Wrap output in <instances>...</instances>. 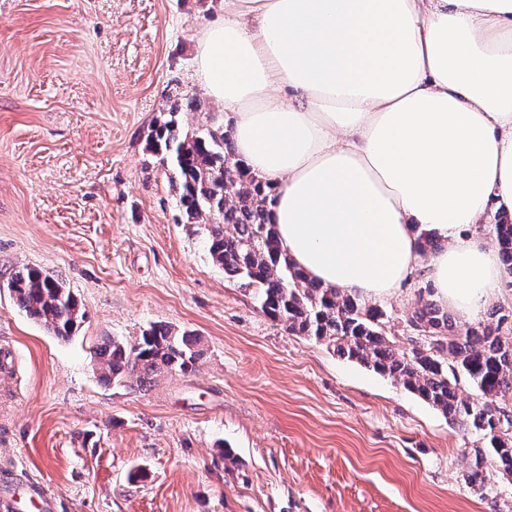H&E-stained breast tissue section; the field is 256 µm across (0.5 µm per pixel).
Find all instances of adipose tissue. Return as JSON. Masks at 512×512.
<instances>
[{
  "label": "adipose tissue",
  "mask_w": 512,
  "mask_h": 512,
  "mask_svg": "<svg viewBox=\"0 0 512 512\" xmlns=\"http://www.w3.org/2000/svg\"><path fill=\"white\" fill-rule=\"evenodd\" d=\"M195 74L312 279L378 300L423 267L469 318L497 295L471 228L512 215V0H224Z\"/></svg>",
  "instance_id": "adipose-tissue-1"
}]
</instances>
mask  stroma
I'll use <instances>...</instances> for the list:
<instances>
[{"instance_id": "1", "label": "stroma", "mask_w": 512, "mask_h": 512, "mask_svg": "<svg viewBox=\"0 0 512 512\" xmlns=\"http://www.w3.org/2000/svg\"><path fill=\"white\" fill-rule=\"evenodd\" d=\"M224 0H0V472L56 512H512V477L415 394L288 334L229 281L149 142L170 95L203 94L197 38ZM84 314L70 339L16 304L23 267ZM417 271L380 300L409 350ZM154 324L197 336L191 372L105 382L91 349Z\"/></svg>"}]
</instances>
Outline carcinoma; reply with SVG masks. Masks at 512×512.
<instances>
[{"instance_id": "cac0c4a2", "label": "carcinoma", "mask_w": 512, "mask_h": 512, "mask_svg": "<svg viewBox=\"0 0 512 512\" xmlns=\"http://www.w3.org/2000/svg\"><path fill=\"white\" fill-rule=\"evenodd\" d=\"M183 108L200 112L202 103L175 93L170 119L153 125L151 140L161 152V164L171 171L186 223L202 229L209 255L224 275L257 289L262 310L288 333L321 342L333 353L391 378L459 430L483 434L492 458L478 453L469 459L470 484L486 487L492 469L512 476V419L488 401L512 399V336L502 333L512 314L459 332L447 312L426 301L415 312L411 327L427 334L429 341L398 352L387 336L381 308L365 305L352 292L324 287L293 264L269 222L272 188L236 159L232 136L223 125L210 123L185 131L175 117ZM491 229L512 275V223L504 217ZM10 288L17 305L58 337L71 336L83 318L70 291L37 269L17 271ZM445 353L455 362L450 369L443 365ZM202 355L195 338L165 325L93 349L104 379L139 387L160 374L187 373ZM460 373L478 398L459 396Z\"/></svg>"}]
</instances>
